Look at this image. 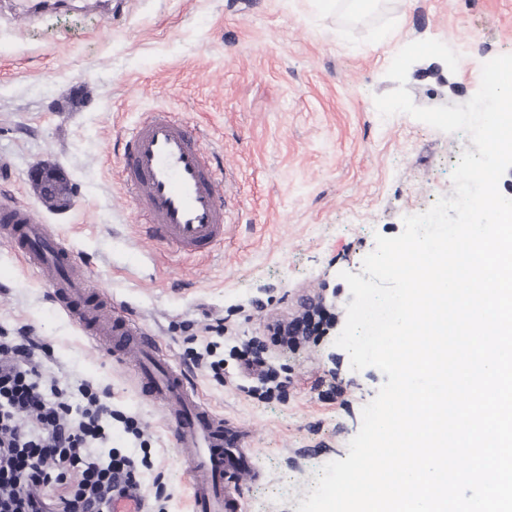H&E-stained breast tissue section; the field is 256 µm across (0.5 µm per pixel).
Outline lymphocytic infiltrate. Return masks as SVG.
<instances>
[{"instance_id": "f902f5d3", "label": "lymphocytic infiltrate", "mask_w": 512, "mask_h": 512, "mask_svg": "<svg viewBox=\"0 0 512 512\" xmlns=\"http://www.w3.org/2000/svg\"><path fill=\"white\" fill-rule=\"evenodd\" d=\"M49 354L26 328L0 330V512H112L140 486L112 424H136L95 383L48 372Z\"/></svg>"}]
</instances>
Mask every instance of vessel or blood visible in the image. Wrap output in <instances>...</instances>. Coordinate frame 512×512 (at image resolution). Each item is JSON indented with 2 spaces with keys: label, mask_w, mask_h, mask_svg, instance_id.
I'll list each match as a JSON object with an SVG mask.
<instances>
[{
  "label": "vessel or blood",
  "mask_w": 512,
  "mask_h": 512,
  "mask_svg": "<svg viewBox=\"0 0 512 512\" xmlns=\"http://www.w3.org/2000/svg\"><path fill=\"white\" fill-rule=\"evenodd\" d=\"M223 164L172 112L145 113L120 156L126 199L141 216L138 233L172 252L196 258L224 242ZM0 234L37 269L53 302L74 317L97 347L132 368L140 397L161 412L191 480L192 512H237L224 475L253 467L233 454L234 432L200 398L193 383L160 354L157 339L114 315L110 302L92 299L90 275L66 241L39 224L33 208L0 199Z\"/></svg>",
  "instance_id": "vessel-or-blood-1"
}]
</instances>
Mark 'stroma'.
<instances>
[{"mask_svg":"<svg viewBox=\"0 0 512 512\" xmlns=\"http://www.w3.org/2000/svg\"><path fill=\"white\" fill-rule=\"evenodd\" d=\"M437 39L461 56L414 63L406 88L422 107L468 101L481 66L512 54V0H373L352 14L318 0H49L20 21L0 0V194L35 208L79 254L90 284L159 338L203 399L242 432L260 476L225 479L240 512H296L324 464L346 458L361 411L383 384L353 371L334 335L290 346L269 327L325 296L322 325L344 327L353 297L340 274L360 273L376 235L453 196L451 171L468 136L406 114L381 118L374 98L396 87L386 71L406 44ZM178 112L224 163V246L187 259L142 240L118 174L127 130L141 113ZM61 172L73 203L60 211L29 178ZM224 327V380L193 366L187 337ZM27 327L61 378L109 391L139 435L112 426V445L150 456L140 476L147 512H190L180 450L131 373L99 353L50 290L0 239V329ZM260 351L279 391L262 396L237 346Z\"/></svg>","mask_w":512,"mask_h":512,"instance_id":"1","label":"stroma"}]
</instances>
